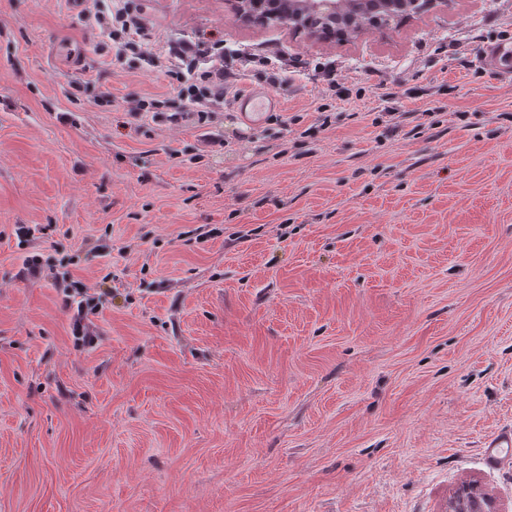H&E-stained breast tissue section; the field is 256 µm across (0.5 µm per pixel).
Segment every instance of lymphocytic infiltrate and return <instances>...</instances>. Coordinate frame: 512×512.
Segmentation results:
<instances>
[{
	"instance_id": "lymphocytic-infiltrate-1",
	"label": "lymphocytic infiltrate",
	"mask_w": 512,
	"mask_h": 512,
	"mask_svg": "<svg viewBox=\"0 0 512 512\" xmlns=\"http://www.w3.org/2000/svg\"><path fill=\"white\" fill-rule=\"evenodd\" d=\"M81 16L87 24L101 30L108 39L116 59L131 60L146 72L160 71L169 80L180 104L168 110V97L142 96L131 104L135 112L169 111L171 122L189 119L203 124L223 111L224 98L241 71L259 60L258 55L239 56L237 67L224 62V45L220 42L151 44L140 9L134 0H83ZM55 288L62 305L70 314L71 334L76 341L91 345L96 335L91 317L98 313L102 296L81 282L62 273Z\"/></svg>"
}]
</instances>
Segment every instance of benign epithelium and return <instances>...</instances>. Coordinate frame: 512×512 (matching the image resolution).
<instances>
[{
  "instance_id": "benign-epithelium-1",
  "label": "benign epithelium",
  "mask_w": 512,
  "mask_h": 512,
  "mask_svg": "<svg viewBox=\"0 0 512 512\" xmlns=\"http://www.w3.org/2000/svg\"><path fill=\"white\" fill-rule=\"evenodd\" d=\"M364 13V29H390L406 16L392 12V0H239L236 19L245 24L283 25L295 30L319 29L343 22L353 26ZM448 512H500L495 500L476 482L461 485L448 500Z\"/></svg>"
}]
</instances>
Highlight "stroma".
Masks as SVG:
<instances>
[{
    "label": "stroma",
    "mask_w": 512,
    "mask_h": 512,
    "mask_svg": "<svg viewBox=\"0 0 512 512\" xmlns=\"http://www.w3.org/2000/svg\"><path fill=\"white\" fill-rule=\"evenodd\" d=\"M135 2L155 45L264 55L237 91L272 51L288 84L258 127L135 113L167 77L77 0H0V512H437L469 480L512 512L483 451L512 428V58L483 63L512 0L345 40ZM55 288L62 297L63 307L71 314L70 328L73 338L93 346L97 336L92 331L90 316L98 313L99 307L102 306V295L91 292V289L81 282L73 280L68 271L61 274Z\"/></svg>",
    "instance_id": "stroma-1"
}]
</instances>
